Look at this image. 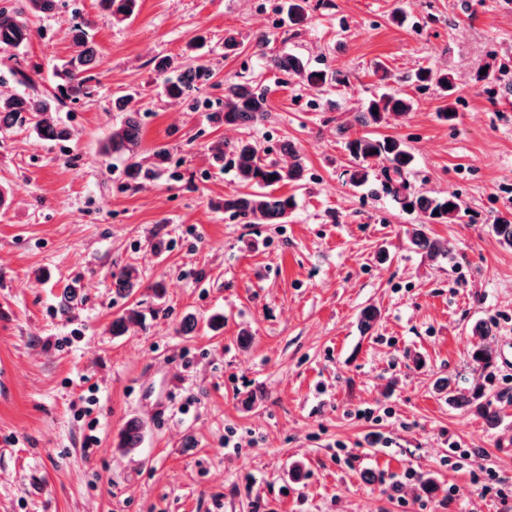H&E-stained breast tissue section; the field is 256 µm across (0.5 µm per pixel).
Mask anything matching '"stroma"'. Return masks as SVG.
<instances>
[{
  "label": "stroma",
  "mask_w": 512,
  "mask_h": 512,
  "mask_svg": "<svg viewBox=\"0 0 512 512\" xmlns=\"http://www.w3.org/2000/svg\"><path fill=\"white\" fill-rule=\"evenodd\" d=\"M255 2L139 0L117 24L99 0H59L32 18L29 42L0 52V91H22L19 68L42 95L73 50L75 20L100 55L94 95L53 114L70 140L37 139L26 123L0 130V512H512V405L491 426L434 390L449 377L461 393L512 391V368L472 362L469 333L483 321L493 349L512 344V250L488 231L512 212V0H309L300 26L286 0L264 18ZM260 33L270 37L262 49ZM228 34L239 41L230 55ZM282 53L348 80L299 84L271 67ZM162 57L212 68L194 103L164 95ZM488 65L499 72L492 86L476 79ZM422 67L452 74L453 121L438 116L437 86L406 83ZM236 77L269 89L254 139L290 142L307 166L304 186L279 188L296 200L283 224L218 207L239 184L210 147L241 132L209 123L208 106ZM387 87L413 110L378 133L412 152V192L459 197L454 223L401 209L382 176L366 188L346 180V142L366 132L356 115ZM123 94L141 114L144 148L170 151L138 189L124 159L101 150ZM421 223L450 242L448 256L410 246L406 230ZM127 264L143 286L122 297L111 271ZM74 282L79 298L61 315L57 297ZM368 305L381 318L364 335ZM128 307L144 325L113 336ZM216 311L217 333L206 325ZM189 313L197 325L186 332ZM91 387L89 448L76 413ZM150 389L168 399L164 419L139 398ZM133 417L145 434L126 453L120 433ZM426 474L441 484L431 497L419 490Z\"/></svg>",
  "instance_id": "stroma-1"
}]
</instances>
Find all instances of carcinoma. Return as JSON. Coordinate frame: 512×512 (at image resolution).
Returning <instances> with one entry per match:
<instances>
[{
	"label": "carcinoma",
	"instance_id": "obj_1",
	"mask_svg": "<svg viewBox=\"0 0 512 512\" xmlns=\"http://www.w3.org/2000/svg\"><path fill=\"white\" fill-rule=\"evenodd\" d=\"M103 8L112 20L122 23L136 11L138 0H101ZM56 0H19L10 7H0V50L16 49L28 42L31 36L30 17L46 14L55 9ZM309 0H289L288 13L292 21L301 24L307 21ZM70 37L75 47L67 60L53 69L56 78L54 95L51 98H38L27 93L0 94V129H10L22 122L33 125L38 138L47 141H65L71 137L70 130L56 123L50 113L56 104L66 100L77 102L93 93L91 69L97 61V50L89 39L85 25L75 24L70 29ZM276 69L302 80L306 85L321 89L333 83H343L346 76L340 72H330L310 66L294 54L278 55L270 59ZM417 82L426 86L436 84L448 101L438 109L439 117L451 121L455 117L453 82L448 72L421 68L415 74ZM213 71L205 64H187L178 76L166 81V96L175 101H186L198 86L208 83ZM116 110L125 113L121 123L112 129L103 144L108 155H118L125 159V173L129 181L140 184L154 174V168L163 165L169 158V150L157 146L152 150L153 167L146 166L145 159L139 156L142 141L140 113L128 108L127 99L120 96L114 100ZM409 100L399 94L383 92L371 99L366 108L357 116L363 126H380L391 120L404 117L409 112ZM270 112L267 91L249 81L227 79L224 81V99L219 107L211 111L210 120L216 125L228 128L251 129L263 123ZM347 150L354 160V166L347 171L350 183L362 186L370 181V164L383 165L390 190L402 207L418 208L430 224H448L460 209L458 201L451 198L417 196L403 182L411 162L412 154L407 146L392 137L357 136L346 143ZM213 158L218 163H226L236 173L243 191H234L224 196V211L250 219L255 224H284L295 208L292 195L275 194V187L293 183L305 185L306 166L298 151L288 142L279 146L282 153L292 158L291 164L284 167L270 157L271 150L260 148L257 141L248 135L234 141H222L211 147ZM453 209H447L448 205ZM492 233L499 243L512 249V212L498 215L491 224ZM411 246L430 258L450 252L449 243L430 237L425 225L417 224L407 230ZM112 282L115 291L128 297L142 286L138 270L132 266L112 269ZM380 313L373 306L362 308L358 314V326L362 333H368L377 322ZM140 321V314L128 309L112 319V335L123 336ZM472 361L483 369L495 363V351L483 342L471 351ZM453 381L439 382L436 390L448 393V404L465 407L484 397V390L474 389L469 396L453 394ZM143 440V424L137 419L129 420L120 437L119 447L128 451L139 448Z\"/></svg>",
	"mask_w": 512,
	"mask_h": 512
}]
</instances>
